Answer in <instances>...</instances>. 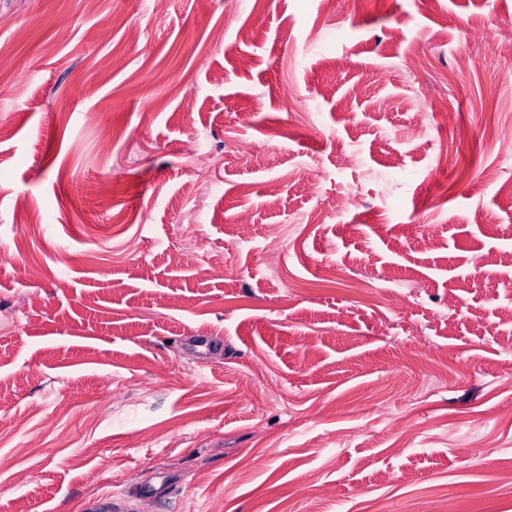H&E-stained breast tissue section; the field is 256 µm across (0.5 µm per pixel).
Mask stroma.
Wrapping results in <instances>:
<instances>
[{"label":"stroma","instance_id":"obj_1","mask_svg":"<svg viewBox=\"0 0 512 512\" xmlns=\"http://www.w3.org/2000/svg\"><path fill=\"white\" fill-rule=\"evenodd\" d=\"M170 475L512 512V0H0V512Z\"/></svg>","mask_w":512,"mask_h":512}]
</instances>
